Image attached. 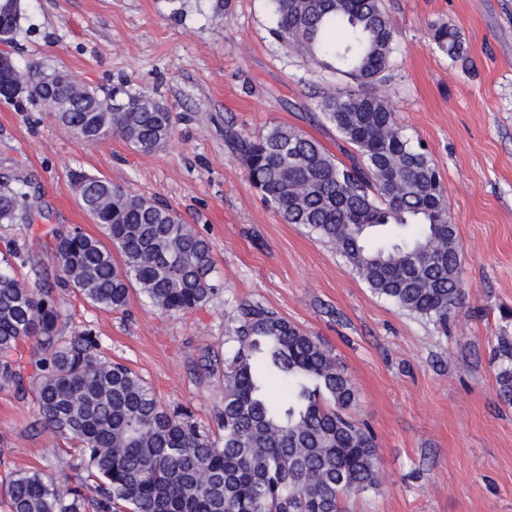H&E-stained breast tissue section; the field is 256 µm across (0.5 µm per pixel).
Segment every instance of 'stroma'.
<instances>
[{
    "mask_svg": "<svg viewBox=\"0 0 512 512\" xmlns=\"http://www.w3.org/2000/svg\"><path fill=\"white\" fill-rule=\"evenodd\" d=\"M384 4L397 49L381 88L428 150L457 229L462 297L447 331L374 294L332 245L285 223L248 182L226 129L258 136L286 124L340 159L352 152L313 119L322 92L346 78L274 40L268 0H22L0 53L67 70L103 97H151L175 124L143 154L115 134L84 142L27 100L0 102V176L35 177L41 214L0 224V250L32 248L18 268L32 286L58 270L45 231L101 236L70 183L75 169L164 200L210 241L216 291L179 314L136 290L119 311L64 291V310L108 357L216 432L224 385L203 363L223 352L234 306L260 302L317 336L355 385L348 414L376 438L379 485L348 496L344 512H512V403L499 395L495 355L499 337L512 336V0ZM435 24L460 32L466 59L434 47ZM36 418L34 393L0 389V485L17 470L56 477L73 463Z\"/></svg>",
    "mask_w": 512,
    "mask_h": 512,
    "instance_id": "35a3bbf8",
    "label": "stroma"
}]
</instances>
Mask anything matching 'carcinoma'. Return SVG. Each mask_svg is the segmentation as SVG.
I'll return each instance as SVG.
<instances>
[{
  "label": "carcinoma",
  "mask_w": 512,
  "mask_h": 512,
  "mask_svg": "<svg viewBox=\"0 0 512 512\" xmlns=\"http://www.w3.org/2000/svg\"><path fill=\"white\" fill-rule=\"evenodd\" d=\"M274 34L355 86L326 91L322 116L355 150L339 160L304 131L276 125L234 135L250 184L288 224L330 243L377 295L434 325L448 326L461 295L456 227L432 160L397 122L377 90L395 51L384 0H270ZM455 61L464 45L448 26L431 30ZM40 86L34 104L69 103L53 113L82 140L110 131L142 153L172 135L174 116L144 95L100 97L63 69L13 68L5 83ZM99 111H90L91 107ZM85 211L108 242L74 227L50 232L58 283L109 310L130 289L159 311L189 312L215 293L210 242L172 207L73 170ZM34 183L0 178V224H32ZM0 257V384L24 390L18 343L35 345L38 423L72 445L79 462L62 480L15 471L7 512H342L343 500L378 485L372 435L346 417L356 390L315 336L258 302L241 301L224 336L229 351L208 358L224 399L218 432L204 433L185 409L163 406L130 367L104 357L95 332L72 328L54 285L29 286ZM501 396L512 401V337H500Z\"/></svg>",
  "instance_id": "obj_1"
}]
</instances>
